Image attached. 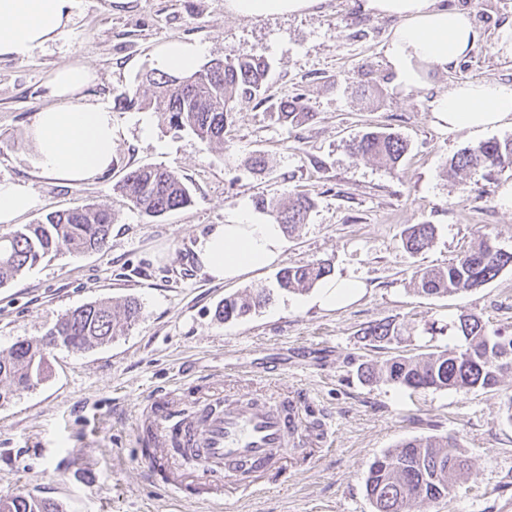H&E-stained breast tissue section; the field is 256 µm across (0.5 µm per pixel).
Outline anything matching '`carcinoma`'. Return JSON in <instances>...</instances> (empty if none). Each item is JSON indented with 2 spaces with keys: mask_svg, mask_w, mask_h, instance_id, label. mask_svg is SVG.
<instances>
[{
  "mask_svg": "<svg viewBox=\"0 0 512 512\" xmlns=\"http://www.w3.org/2000/svg\"><path fill=\"white\" fill-rule=\"evenodd\" d=\"M270 64L260 56L240 52L214 59L189 73L159 74L150 70L142 83L154 88L125 91L116 101L125 109L151 110L162 124L193 133L203 144H224V131L232 122L235 103L257 101L267 105L269 115L281 124H301L309 119L302 95L273 98L269 89ZM356 159L375 160L396 169L409 150L408 142L396 132L365 131L347 144ZM489 172L512 169V138L490 139L455 154L446 173L456 179L470 170ZM123 202L151 223L164 214L192 203L188 185L173 170L142 166L128 171L116 187ZM315 202L294 193L284 201L261 197L256 208L267 213L285 230L307 223ZM115 213L90 205L51 212L34 224L0 233V286L14 280L49 254L65 249L86 253L101 249L111 234ZM435 238V227L427 222L412 224L402 239L412 254L427 250ZM512 268V252L490 244L486 234L477 244L448 260L445 266L414 272L415 291L426 296H448L484 287L504 269ZM331 275L322 263L289 266L277 275L279 288L306 291ZM266 302L265 289L245 297H230L216 311L226 322L243 318ZM140 304L133 298L118 306L100 300L66 311L51 335L56 346L87 350L112 341L134 323ZM456 338L443 349L422 357L398 354L379 365L360 368L365 381L382 380L411 391L419 389L488 391L512 373V333L501 328L488 330L480 316L460 313L452 323ZM363 338L382 348L401 340L398 325L383 320L362 329ZM47 344L15 343L0 354V406L19 390L29 389L44 378ZM469 459L452 436L415 437L400 443L370 465L364 486L375 512H408L411 502H438L455 496L458 481L467 474ZM0 512H63L59 503L36 499L18 492L0 497Z\"/></svg>",
  "mask_w": 512,
  "mask_h": 512,
  "instance_id": "1",
  "label": "carcinoma"
}]
</instances>
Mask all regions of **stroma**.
Returning a JSON list of instances; mask_svg holds the SVG:
<instances>
[{
    "label": "stroma",
    "mask_w": 512,
    "mask_h": 512,
    "mask_svg": "<svg viewBox=\"0 0 512 512\" xmlns=\"http://www.w3.org/2000/svg\"><path fill=\"white\" fill-rule=\"evenodd\" d=\"M224 2L77 0L67 31L23 60L0 59V182H28L37 199L19 224L82 204L116 217L102 249L60 253L0 287V350L44 340L61 314L89 302L133 298L141 306L138 321L110 344L47 349L46 378L0 407V496L24 492L64 512H218L195 498L172 499L167 475L147 455L146 427L159 393L176 392L189 410L194 390H223L232 377L235 393L248 398L301 392L328 425L310 454L289 460L281 483L230 495L232 512H374L364 488L371 463L427 435L456 436L470 470L453 502H416L411 512H512L511 374L493 390L467 394L412 392L358 376L364 363L447 345V336L428 327L463 311L491 330L512 327L511 269L449 296H423L411 285L415 268L446 264L479 234L512 251V207L499 198L512 170L491 178L472 172L462 187L445 176L457 152L512 138V126L448 131L430 120L432 100L457 81L512 83V0H443L471 11L479 38L455 67L430 73L409 92L395 84L386 56L395 19L361 13L354 0L267 17L231 14ZM172 42L200 44L204 63L240 51L262 55L271 65V94H305L312 120L284 126L243 101L220 149L161 128L154 112L117 107L116 95L136 88L155 67L158 47ZM79 59L97 71L85 99L111 110L114 147L111 168L74 187L37 168L31 130L37 112L53 103L46 88L52 73ZM368 84L378 90L371 106L358 96ZM363 130L396 131L409 141L397 169L349 154V138ZM258 153L268 160L260 174L248 167ZM144 165L177 171L192 205L149 223L120 204L117 183ZM294 191L316 206L285 236L277 264L225 282L203 272L193 251L200 233L246 210L264 221L256 198ZM423 222L434 224V243L410 254L403 232ZM319 261L333 278L362 282L353 301L326 309L313 304V291L277 287L279 269ZM257 287L270 294L265 306L238 320L217 319L226 296ZM383 319L396 321L402 339L382 349L360 331Z\"/></svg>",
    "instance_id": "obj_1"
}]
</instances>
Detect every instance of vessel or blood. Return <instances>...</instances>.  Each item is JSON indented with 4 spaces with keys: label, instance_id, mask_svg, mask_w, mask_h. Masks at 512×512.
<instances>
[{
    "label": "vessel or blood",
    "instance_id": "obj_1",
    "mask_svg": "<svg viewBox=\"0 0 512 512\" xmlns=\"http://www.w3.org/2000/svg\"><path fill=\"white\" fill-rule=\"evenodd\" d=\"M180 400L167 393L152 406V432L159 448L200 449L207 471L232 477L238 493L256 492L269 475L286 472L296 455L301 408L290 397L274 402L213 399L198 420L179 416Z\"/></svg>",
    "mask_w": 512,
    "mask_h": 512
}]
</instances>
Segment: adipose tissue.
I'll list each match as a JSON object with an SVG mask.
<instances>
[{"label":"adipose tissue","mask_w":512,"mask_h":512,"mask_svg":"<svg viewBox=\"0 0 512 512\" xmlns=\"http://www.w3.org/2000/svg\"><path fill=\"white\" fill-rule=\"evenodd\" d=\"M322 0H226L231 13L255 17L316 11ZM363 13L397 19L386 54L398 85L421 86L424 68L445 71L474 45L478 32L469 10L448 9L439 0H357ZM76 0H0V58H25L54 40L73 21ZM95 69L77 61L58 69L48 83L55 103L36 115L32 138L36 164L71 186L106 171L113 161L110 110L85 102ZM431 117L448 130L494 128L512 122V83L461 80L433 102ZM37 199L19 181L0 182V226L9 227L35 208ZM284 248L280 225L254 222L248 214L213 224L199 235L194 253L214 280H234L276 263Z\"/></svg>","instance_id":"ef3b65f1"}]
</instances>
